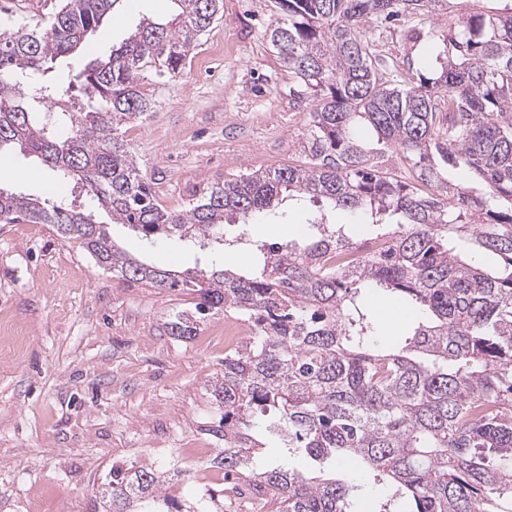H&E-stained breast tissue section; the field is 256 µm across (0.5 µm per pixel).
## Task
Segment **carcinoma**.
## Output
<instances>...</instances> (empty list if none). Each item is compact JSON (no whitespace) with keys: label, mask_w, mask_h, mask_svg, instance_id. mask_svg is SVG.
Masks as SVG:
<instances>
[{"label":"carcinoma","mask_w":512,"mask_h":512,"mask_svg":"<svg viewBox=\"0 0 512 512\" xmlns=\"http://www.w3.org/2000/svg\"><path fill=\"white\" fill-rule=\"evenodd\" d=\"M117 2L64 0L49 28L0 36V154L38 158L147 241L215 242L226 216L270 213L284 197L324 209L306 219L304 246L256 245L258 269L246 276L148 265L115 248L104 223L68 196L0 188L1 223L50 224L124 280L195 295V313L167 322L169 335L191 339L218 311L252 329L224 351V373L211 381L224 407L212 429L224 438L214 461L224 488L203 484L186 505L166 492L164 473L114 464L101 503L112 512H232L246 489L259 512H358L354 481L329 477L355 459L408 512H504L502 502H512V4L462 14L417 68L412 52L395 61L376 42L392 23L456 0H273L270 44L313 93L301 144L308 162L217 180L199 201L171 210L118 130L153 108L143 73L177 77L223 0H176L171 21L144 20L108 58L67 75V86L38 97L21 86L69 58ZM363 127L383 147L366 148ZM393 157L417 182L383 175ZM450 169L474 174L478 187L448 180ZM338 209L364 220L336 224ZM474 248L496 265L472 264ZM368 290L414 306L403 340L378 346ZM270 409L282 451L317 465L318 475L255 466V414Z\"/></svg>","instance_id":"cac0c4a2"}]
</instances>
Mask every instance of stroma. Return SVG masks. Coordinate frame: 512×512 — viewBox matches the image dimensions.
<instances>
[{"label":"stroma","instance_id":"35a3bbf8","mask_svg":"<svg viewBox=\"0 0 512 512\" xmlns=\"http://www.w3.org/2000/svg\"><path fill=\"white\" fill-rule=\"evenodd\" d=\"M61 0H0V34L44 27ZM173 0H118L72 67L108 56L142 18L160 21ZM271 0H224V10L192 50L176 80L146 74L155 107L124 127L141 172L158 201L183 209L223 177L257 168L300 165L311 99L269 41ZM0 188L45 197L64 194L52 171L18 151L0 155ZM113 243L167 269L224 268L251 273L254 242L271 240L264 219L226 224L234 247L222 250L176 238L146 241L127 225H110ZM193 295L128 283L95 264L79 242L52 226L18 236L0 223V310L27 330L21 357L0 353V512H94L97 489L113 463L189 470L174 483L179 499L197 482L221 486L219 469H203L196 449L220 455L211 433L221 411L209 389L224 369L225 327L249 332L239 316L217 313L185 340L168 335L174 316L194 309Z\"/></svg>","mask_w":512,"mask_h":512}]
</instances>
